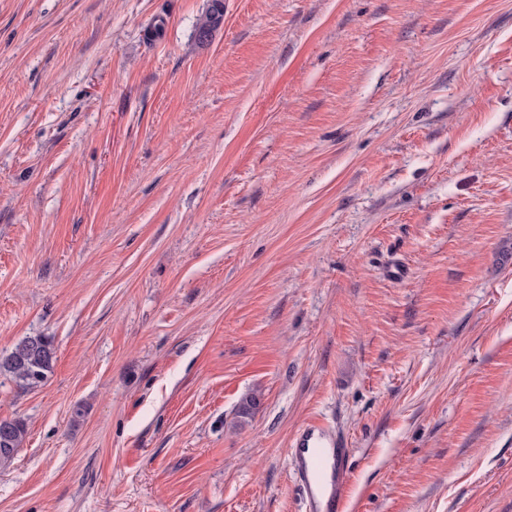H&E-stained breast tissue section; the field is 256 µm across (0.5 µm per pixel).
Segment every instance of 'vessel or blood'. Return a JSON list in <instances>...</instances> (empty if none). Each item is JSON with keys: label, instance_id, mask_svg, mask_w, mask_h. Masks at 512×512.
<instances>
[{"label": "vessel or blood", "instance_id": "obj_1", "mask_svg": "<svg viewBox=\"0 0 512 512\" xmlns=\"http://www.w3.org/2000/svg\"><path fill=\"white\" fill-rule=\"evenodd\" d=\"M304 512H347L350 448L345 436L318 419L304 423L288 450Z\"/></svg>", "mask_w": 512, "mask_h": 512}]
</instances>
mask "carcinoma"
<instances>
[{"mask_svg": "<svg viewBox=\"0 0 512 512\" xmlns=\"http://www.w3.org/2000/svg\"><path fill=\"white\" fill-rule=\"evenodd\" d=\"M224 20V0H211L196 28V38L206 42ZM56 358L54 341L49 336H26L14 348L0 355V377L4 376L24 389L40 386L51 373ZM27 435L24 419L0 418V466L8 465L21 449Z\"/></svg>", "mask_w": 512, "mask_h": 512, "instance_id": "cac0c4a2", "label": "carcinoma"}]
</instances>
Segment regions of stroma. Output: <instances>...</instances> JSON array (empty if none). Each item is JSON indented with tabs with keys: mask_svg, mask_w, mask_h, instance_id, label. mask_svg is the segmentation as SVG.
Listing matches in <instances>:
<instances>
[{
	"mask_svg": "<svg viewBox=\"0 0 512 512\" xmlns=\"http://www.w3.org/2000/svg\"><path fill=\"white\" fill-rule=\"evenodd\" d=\"M208 6L0 0V512H512V0ZM224 20V1L211 0L206 14L196 28V38L200 42H207L213 32L218 29ZM56 358L54 341L49 336H27L14 348L0 355V377L24 389L40 386L51 373ZM27 435L24 419L0 418V466L8 465L21 449ZM303 512H347L350 448L338 430L319 419L304 423L288 448Z\"/></svg>",
	"mask_w": 512,
	"mask_h": 512,
	"instance_id": "stroma-1",
	"label": "stroma"
}]
</instances>
